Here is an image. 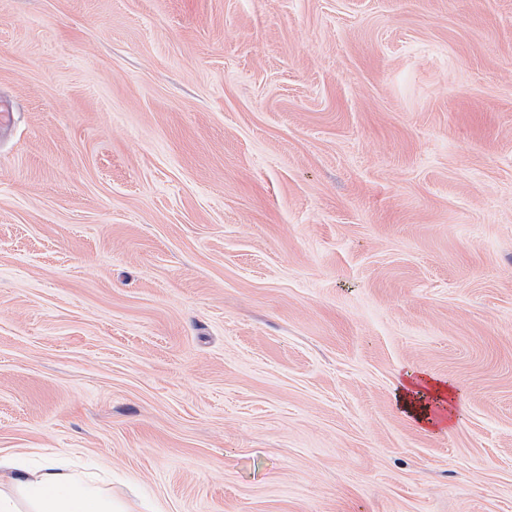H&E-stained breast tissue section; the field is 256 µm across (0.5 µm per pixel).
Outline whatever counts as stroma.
<instances>
[{
  "label": "stroma",
  "instance_id": "stroma-1",
  "mask_svg": "<svg viewBox=\"0 0 512 512\" xmlns=\"http://www.w3.org/2000/svg\"><path fill=\"white\" fill-rule=\"evenodd\" d=\"M1 100V454L128 512H512V0H0ZM396 398L402 410L419 423L446 429L454 415L450 406L454 402V384L449 379L409 371L397 382ZM428 399V403H425ZM434 405L435 410L431 408ZM446 411L448 415L446 417Z\"/></svg>",
  "mask_w": 512,
  "mask_h": 512
}]
</instances>
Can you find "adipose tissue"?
Returning a JSON list of instances; mask_svg holds the SVG:
<instances>
[{"label": "adipose tissue", "instance_id": "1", "mask_svg": "<svg viewBox=\"0 0 512 512\" xmlns=\"http://www.w3.org/2000/svg\"><path fill=\"white\" fill-rule=\"evenodd\" d=\"M454 384L425 373H405L397 384L402 410L430 427H445L454 402ZM0 512H127L121 500L78 472L49 461L21 468L14 456L0 455Z\"/></svg>", "mask_w": 512, "mask_h": 512}]
</instances>
